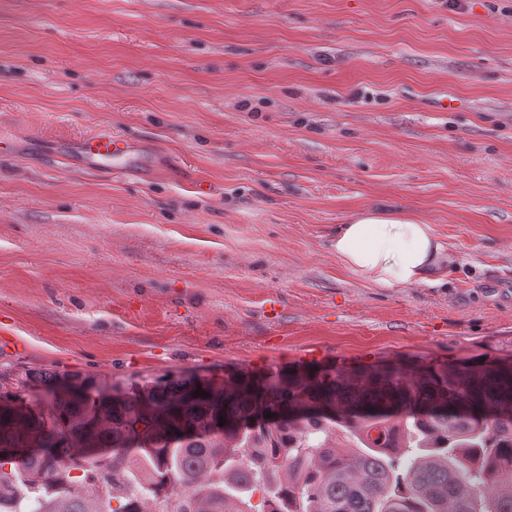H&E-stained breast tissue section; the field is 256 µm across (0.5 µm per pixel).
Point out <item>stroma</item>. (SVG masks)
Segmentation results:
<instances>
[{
	"label": "stroma",
	"mask_w": 512,
	"mask_h": 512,
	"mask_svg": "<svg viewBox=\"0 0 512 512\" xmlns=\"http://www.w3.org/2000/svg\"><path fill=\"white\" fill-rule=\"evenodd\" d=\"M101 129L124 168L73 154ZM0 139V365L512 363V0H0ZM367 206L436 283L337 259ZM331 247L347 268L385 288L430 283L445 260L431 224L386 207L365 208L338 224Z\"/></svg>",
	"instance_id": "1"
}]
</instances>
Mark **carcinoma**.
I'll return each instance as SVG.
<instances>
[{"label": "carcinoma", "instance_id": "1", "mask_svg": "<svg viewBox=\"0 0 512 512\" xmlns=\"http://www.w3.org/2000/svg\"><path fill=\"white\" fill-rule=\"evenodd\" d=\"M0 512H512V366H1Z\"/></svg>", "mask_w": 512, "mask_h": 512}]
</instances>
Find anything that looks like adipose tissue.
I'll return each mask as SVG.
<instances>
[{
  "mask_svg": "<svg viewBox=\"0 0 512 512\" xmlns=\"http://www.w3.org/2000/svg\"><path fill=\"white\" fill-rule=\"evenodd\" d=\"M331 247L347 268L385 288L428 283L445 259L431 225L386 207L365 208L338 225Z\"/></svg>",
  "mask_w": 512,
  "mask_h": 512,
  "instance_id": "ef3b65f1",
  "label": "adipose tissue"
}]
</instances>
